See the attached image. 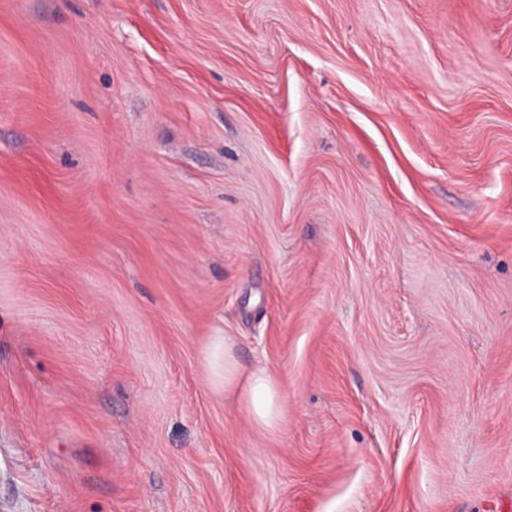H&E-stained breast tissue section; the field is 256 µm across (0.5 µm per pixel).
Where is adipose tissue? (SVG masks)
<instances>
[{"label": "adipose tissue", "instance_id": "obj_1", "mask_svg": "<svg viewBox=\"0 0 512 512\" xmlns=\"http://www.w3.org/2000/svg\"><path fill=\"white\" fill-rule=\"evenodd\" d=\"M218 375L224 381L225 393L242 398L251 420L258 426L272 429L279 421L278 387L262 369L247 371L237 362L231 346L215 349Z\"/></svg>", "mask_w": 512, "mask_h": 512}]
</instances>
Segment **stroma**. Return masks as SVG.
Wrapping results in <instances>:
<instances>
[{"label": "stroma", "mask_w": 512, "mask_h": 512, "mask_svg": "<svg viewBox=\"0 0 512 512\" xmlns=\"http://www.w3.org/2000/svg\"><path fill=\"white\" fill-rule=\"evenodd\" d=\"M0 512H512V0H0ZM214 359L224 380V394L236 393L244 402L251 420L258 426L272 429L279 421L278 387L264 369L246 371L237 362L231 344L217 343ZM223 362V363H222Z\"/></svg>", "instance_id": "1"}]
</instances>
